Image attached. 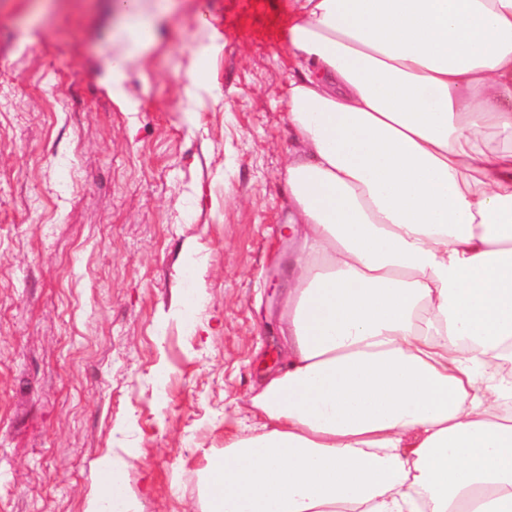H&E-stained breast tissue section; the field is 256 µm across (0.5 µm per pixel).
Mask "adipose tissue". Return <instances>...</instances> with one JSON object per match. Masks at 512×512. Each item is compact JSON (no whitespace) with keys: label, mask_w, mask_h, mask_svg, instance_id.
I'll return each instance as SVG.
<instances>
[{"label":"adipose tissue","mask_w":512,"mask_h":512,"mask_svg":"<svg viewBox=\"0 0 512 512\" xmlns=\"http://www.w3.org/2000/svg\"><path fill=\"white\" fill-rule=\"evenodd\" d=\"M279 365L201 512H512V0H291ZM113 75L154 43L123 22ZM133 512L103 459L85 512Z\"/></svg>","instance_id":"1"}]
</instances>
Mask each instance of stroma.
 <instances>
[{
	"label": "stroma",
	"mask_w": 512,
	"mask_h": 512,
	"mask_svg": "<svg viewBox=\"0 0 512 512\" xmlns=\"http://www.w3.org/2000/svg\"><path fill=\"white\" fill-rule=\"evenodd\" d=\"M112 2L0 0V512H84L107 454L136 512H199L276 368L289 0H176L121 101Z\"/></svg>",
	"instance_id": "obj_1"
}]
</instances>
